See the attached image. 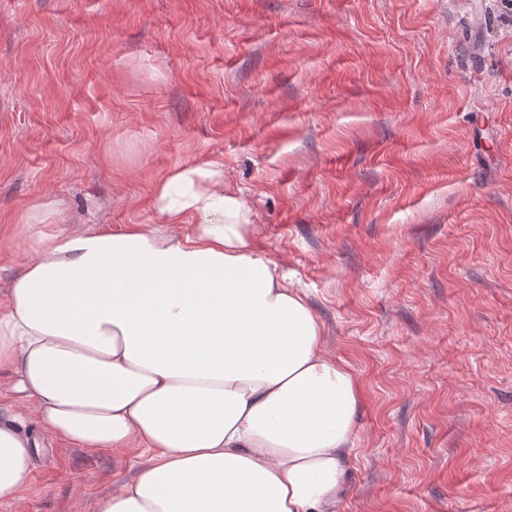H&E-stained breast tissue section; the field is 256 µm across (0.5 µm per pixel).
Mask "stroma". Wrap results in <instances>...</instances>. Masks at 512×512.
Instances as JSON below:
<instances>
[{
    "mask_svg": "<svg viewBox=\"0 0 512 512\" xmlns=\"http://www.w3.org/2000/svg\"><path fill=\"white\" fill-rule=\"evenodd\" d=\"M213 161L358 381L341 512H512L504 0H0V305L20 225L158 224ZM37 439L0 512H90L149 461Z\"/></svg>",
    "mask_w": 512,
    "mask_h": 512,
    "instance_id": "1",
    "label": "stroma"
}]
</instances>
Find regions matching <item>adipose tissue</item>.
I'll list each match as a JSON object with an SVG mask.
<instances>
[{
	"label": "adipose tissue",
	"mask_w": 512,
	"mask_h": 512,
	"mask_svg": "<svg viewBox=\"0 0 512 512\" xmlns=\"http://www.w3.org/2000/svg\"><path fill=\"white\" fill-rule=\"evenodd\" d=\"M161 225H22L0 309V504L39 456L29 426L150 462L91 512H338L360 394L322 327L259 255L224 167L154 190Z\"/></svg>",
	"instance_id": "obj_1"
}]
</instances>
